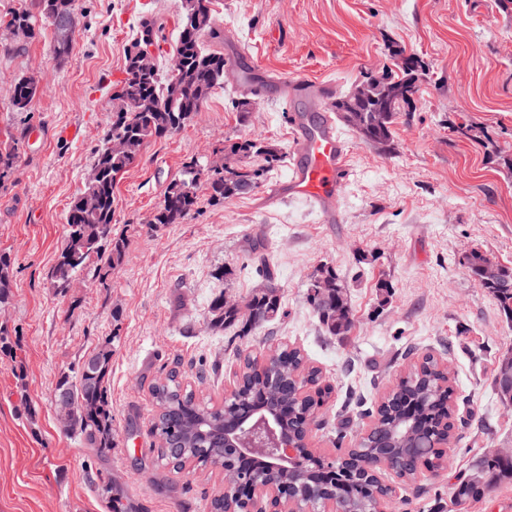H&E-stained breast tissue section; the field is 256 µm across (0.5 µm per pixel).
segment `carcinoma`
I'll return each instance as SVG.
<instances>
[{"instance_id": "obj_1", "label": "carcinoma", "mask_w": 512, "mask_h": 512, "mask_svg": "<svg viewBox=\"0 0 512 512\" xmlns=\"http://www.w3.org/2000/svg\"><path fill=\"white\" fill-rule=\"evenodd\" d=\"M55 14L69 16L73 26H78L75 0H31V7L10 13L6 23L28 27V37L32 38L38 22ZM215 34L211 0H182L173 48V54L181 60L178 73L172 75L159 66L140 73L136 69L139 51L147 44L156 45L162 38V31L153 21L142 22L139 36L126 55V77L116 84L112 94V100L118 102L112 113V125L94 149L92 166L98 170V176L85 183L66 216V243L48 272L54 287L66 291L81 275L103 284L110 271L122 263L127 241L112 236L114 183L118 175L139 161L151 142L179 130L193 113L201 111L213 90L224 84V53L203 45L205 36ZM422 70V62L416 56H402L397 60L396 70L380 79L369 78L352 93L331 100L328 110L355 128L365 142L390 150L393 127L403 105L419 92ZM38 86L39 79L33 75L23 74L13 80L12 105L16 111L29 110ZM115 135L126 142L121 154L108 149L109 140ZM224 156L232 159L225 168L197 159L189 162L182 177L170 182L152 223L179 224L196 211L201 182L214 205L253 192L261 184L267 165L278 159L276 152L259 139L235 142L224 149ZM251 157L263 158L264 164L251 163ZM18 159L17 142H6L0 147V184L8 180ZM465 263L483 286L493 292L505 316L512 320V268L493 263L479 251L466 255ZM12 288L13 262L8 254L1 253V306L12 300ZM251 298L255 320L243 323L246 332L275 321L281 312L279 285L270 269H265L263 283L254 289ZM306 299L316 311L325 335L340 336L351 331V307L334 268L322 266L309 277ZM210 315L216 327L240 322L235 311L224 307L222 295L211 301ZM89 357L94 360L92 368H84L81 359L60 376L54 401L68 409L67 432L83 437L103 455L111 452L115 443L112 405L105 389L112 365V340L98 344ZM266 360L260 365L255 358L245 357L238 386L225 408L200 399L195 391L184 386L174 370L152 385L156 414L151 433L178 448V455L168 458V463L180 469V461L188 458L232 461L224 454V415L247 428L254 423L256 407L261 403L283 415L289 437L303 441V417L323 408L332 387L322 384L320 370L309 365L295 347L279 345L269 350ZM453 396L448 370L434 356H423L394 390L372 407L360 410V415L372 418L374 429L352 449V460L336 467L335 475L325 479L321 489H332L343 497L346 512H376L387 487L375 475V454L390 449L396 466L412 479L421 466L430 471L437 469L440 452L434 444L439 439L452 440L456 435ZM313 472V465L295 470L289 469L287 463L278 469L259 465L248 478L253 482H276L281 486L283 499L288 501L303 496L312 484ZM504 473L512 474V461L479 460L452 487L455 504L465 506L484 500Z\"/></svg>"}]
</instances>
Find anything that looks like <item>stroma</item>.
I'll return each mask as SVG.
<instances>
[{
  "label": "stroma",
  "instance_id": "35a3bbf8",
  "mask_svg": "<svg viewBox=\"0 0 512 512\" xmlns=\"http://www.w3.org/2000/svg\"><path fill=\"white\" fill-rule=\"evenodd\" d=\"M219 44L270 81L312 79L333 96L393 69L397 51L426 66L420 91L394 126V148L365 143L335 121L350 175L328 224L310 200H270L293 158L295 95L246 97L232 81L201 112L152 142L118 179L113 231L128 237L106 284L63 292L47 274L66 240V215L84 188L92 152L112 122V87L142 19L161 24L162 58L173 53L181 0H76L68 57L42 23L21 52H0V142L19 140V162L0 186V253L14 268L13 300L0 305L10 348L0 352V512H112L103 492L119 486L141 512H209L224 487L215 469L173 470L151 431V386L168 371L221 405L243 355L285 343L302 349L333 387L327 422L353 418L352 447L376 402L407 371L409 350L451 371L464 421L449 464L393 489L388 512H457L450 489L485 452L512 448V404L494 378L512 351V320L470 273L471 250L512 267V9L500 0H212ZM39 77L29 112L15 111L11 83ZM250 99L247 120L233 102ZM257 138L282 156L253 192L208 204L182 223L152 225L169 183L190 158L223 162L226 145ZM278 275L283 316L250 335L211 323L222 292L246 298L260 284L244 261L253 239ZM333 267L353 327L327 336L306 301L309 276ZM388 291H381L380 281ZM113 341L106 380L116 446L104 456L62 426L56 382L72 362Z\"/></svg>",
  "mask_w": 512,
  "mask_h": 512
}]
</instances>
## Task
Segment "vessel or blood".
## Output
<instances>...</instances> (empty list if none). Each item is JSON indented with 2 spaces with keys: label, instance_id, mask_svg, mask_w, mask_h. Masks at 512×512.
Wrapping results in <instances>:
<instances>
[{
  "label": "vessel or blood",
  "instance_id": "vessel-or-blood-1",
  "mask_svg": "<svg viewBox=\"0 0 512 512\" xmlns=\"http://www.w3.org/2000/svg\"><path fill=\"white\" fill-rule=\"evenodd\" d=\"M294 158L286 188L291 196L312 200L327 221H335V202L349 171L346 144L339 139L329 116L311 121L296 118Z\"/></svg>",
  "mask_w": 512,
  "mask_h": 512
}]
</instances>
